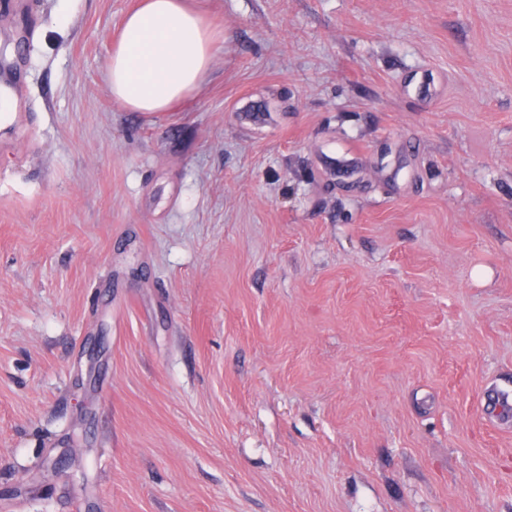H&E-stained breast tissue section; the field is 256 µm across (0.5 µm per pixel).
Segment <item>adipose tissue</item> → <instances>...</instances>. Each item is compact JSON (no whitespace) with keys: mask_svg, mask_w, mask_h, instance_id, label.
<instances>
[{"mask_svg":"<svg viewBox=\"0 0 512 512\" xmlns=\"http://www.w3.org/2000/svg\"><path fill=\"white\" fill-rule=\"evenodd\" d=\"M216 34L187 0H142L112 55L113 95L135 112L167 111L200 88Z\"/></svg>","mask_w":512,"mask_h":512,"instance_id":"adipose-tissue-1","label":"adipose tissue"}]
</instances>
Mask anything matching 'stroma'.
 Instances as JSON below:
<instances>
[{"instance_id":"stroma-1","label":"stroma","mask_w":512,"mask_h":512,"mask_svg":"<svg viewBox=\"0 0 512 512\" xmlns=\"http://www.w3.org/2000/svg\"><path fill=\"white\" fill-rule=\"evenodd\" d=\"M0 0V512H512V0ZM187 0H143L112 55V94L135 112H166L202 84L217 28Z\"/></svg>"}]
</instances>
